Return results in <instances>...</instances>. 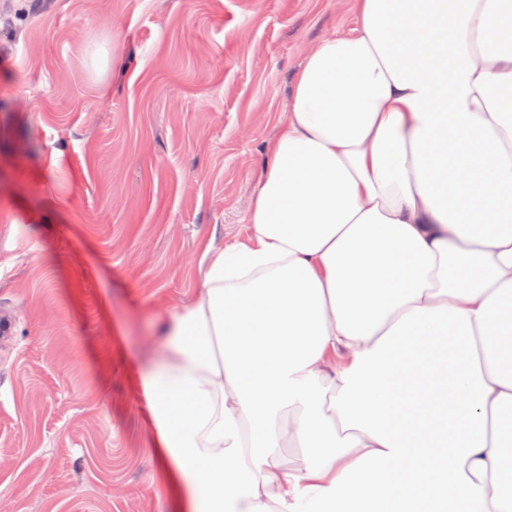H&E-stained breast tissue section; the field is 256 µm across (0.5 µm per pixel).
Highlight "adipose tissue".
<instances>
[{
	"label": "adipose tissue",
	"instance_id": "ef3b65f1",
	"mask_svg": "<svg viewBox=\"0 0 512 512\" xmlns=\"http://www.w3.org/2000/svg\"><path fill=\"white\" fill-rule=\"evenodd\" d=\"M355 4L142 379L182 512H512V0Z\"/></svg>",
	"mask_w": 512,
	"mask_h": 512
}]
</instances>
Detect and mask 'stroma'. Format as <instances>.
I'll return each instance as SVG.
<instances>
[{"mask_svg": "<svg viewBox=\"0 0 512 512\" xmlns=\"http://www.w3.org/2000/svg\"><path fill=\"white\" fill-rule=\"evenodd\" d=\"M352 0L0 9V512H177L140 379Z\"/></svg>", "mask_w": 512, "mask_h": 512, "instance_id": "1", "label": "stroma"}]
</instances>
